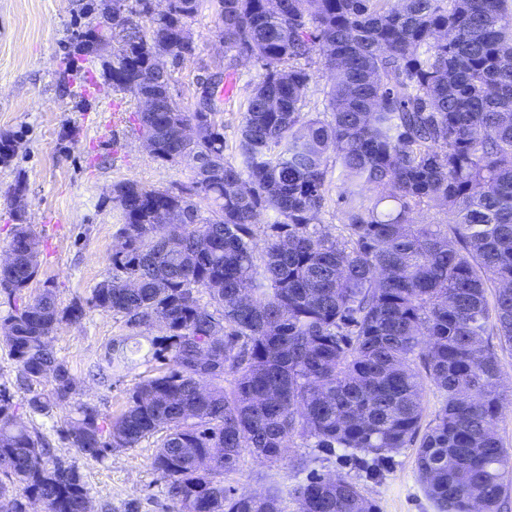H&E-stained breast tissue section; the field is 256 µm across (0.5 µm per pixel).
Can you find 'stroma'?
I'll list each match as a JSON object with an SVG mask.
<instances>
[{"instance_id":"stroma-1","label":"stroma","mask_w":512,"mask_h":512,"mask_svg":"<svg viewBox=\"0 0 512 512\" xmlns=\"http://www.w3.org/2000/svg\"><path fill=\"white\" fill-rule=\"evenodd\" d=\"M87 0H0V135H14L19 143L8 164H0V253L16 223L28 224L40 247V271L21 295L0 292V319L14 306L33 300L52 287L61 305L86 301L97 283L110 274L107 257L117 242L120 212L112 203V187L124 180L165 188L192 177L189 164L169 165L155 160L134 128L139 103L105 85L100 64L80 79L68 73L78 36L90 21ZM216 16L204 0L190 26L196 51L174 73L172 93L185 111L196 106L195 86L205 67L224 60V46L214 31ZM235 92L219 114L224 124L226 156H234L240 139L244 103L261 73L250 58L236 61ZM94 86L93 95L85 87ZM24 182L21 202L7 191ZM121 316L87 310L80 322L61 327L53 335L56 354L81 382L79 400L96 403L106 418L125 410L134 387L151 375L152 364L138 362L129 372L104 387L88 374L90 364L105 352L112 338L126 335ZM502 385L507 394L496 431L512 454V346L490 336ZM0 384L12 395L16 413L28 427L51 441L60 459L78 467L90 490L91 512H173L164 485L152 468L153 441L135 448H117L96 461L82 456L66 438L72 407L54 409L51 417L31 413L30 393L17 382L9 347L0 337ZM301 439L290 442L281 461L267 465L244 456L226 479L237 493L261 492L270 481L291 486L305 477L295 461L303 455ZM416 449L393 453L380 475L356 468L342 452L322 456L312 467L318 473L343 475L375 501L379 512H435L416 471Z\"/></svg>"}]
</instances>
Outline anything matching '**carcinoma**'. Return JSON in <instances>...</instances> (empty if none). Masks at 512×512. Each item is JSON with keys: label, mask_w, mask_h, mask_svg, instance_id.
Instances as JSON below:
<instances>
[{"label": "carcinoma", "mask_w": 512, "mask_h": 512, "mask_svg": "<svg viewBox=\"0 0 512 512\" xmlns=\"http://www.w3.org/2000/svg\"><path fill=\"white\" fill-rule=\"evenodd\" d=\"M211 2L224 51L263 70L231 161L218 108L187 112L171 94L175 69L195 54L200 0H170L163 14L153 0L85 4L112 16L104 82L136 99L165 94L163 111L134 121L155 159L190 161L194 176L164 189L114 184L112 275L87 305L63 307L47 289L0 320L28 388L53 378L30 410L49 417L78 394L51 339L88 306L130 331L93 363L100 384L133 366L129 339L155 325L164 334L148 339L147 356L161 368L109 420L75 403L67 439L102 460L157 438L152 467L174 512H286L288 498L304 512H377L341 475L260 495L225 484L244 455L276 462L296 435L365 470L415 445L437 512H501L512 456L494 432L500 369L484 336L512 344V0ZM316 58L334 76L327 120L304 112ZM187 124L192 144L179 134ZM16 144L0 135L1 163ZM332 151L342 242L321 229ZM425 206L452 221L417 223ZM263 211L273 220L258 255ZM10 246L0 283L12 297L38 275L40 251L26 224ZM428 382L442 401L424 427ZM32 501L85 512L88 489L0 385V512Z\"/></svg>", "instance_id": "carcinoma-1"}]
</instances>
